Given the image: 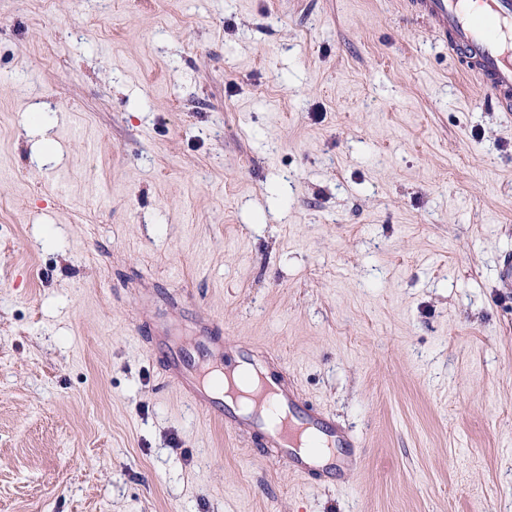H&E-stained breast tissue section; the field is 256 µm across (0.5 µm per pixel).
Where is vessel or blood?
<instances>
[{"mask_svg": "<svg viewBox=\"0 0 512 512\" xmlns=\"http://www.w3.org/2000/svg\"><path fill=\"white\" fill-rule=\"evenodd\" d=\"M407 14L428 22L463 74L504 112H512V0H403ZM153 354L202 413L225 431L249 438L256 452L288 464L304 480H322L327 450L358 442L326 411L305 400L287 375L249 342L231 341L199 316L192 349L152 327Z\"/></svg>", "mask_w": 512, "mask_h": 512, "instance_id": "obj_1", "label": "vessel or blood"}]
</instances>
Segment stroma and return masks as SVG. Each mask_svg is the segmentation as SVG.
Here are the masks:
<instances>
[{
  "mask_svg": "<svg viewBox=\"0 0 512 512\" xmlns=\"http://www.w3.org/2000/svg\"><path fill=\"white\" fill-rule=\"evenodd\" d=\"M509 257L512 112L401 0H0V512H512ZM198 311L359 468L194 409Z\"/></svg>",
  "mask_w": 512,
  "mask_h": 512,
  "instance_id": "1",
  "label": "stroma"
}]
</instances>
